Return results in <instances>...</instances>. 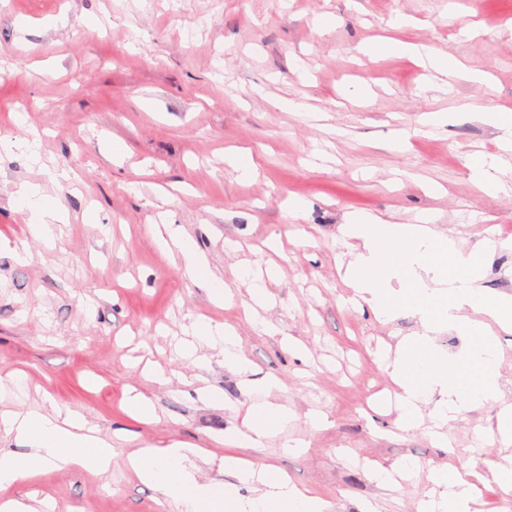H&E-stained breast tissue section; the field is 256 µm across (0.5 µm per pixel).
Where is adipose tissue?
Masks as SVG:
<instances>
[{
  "label": "adipose tissue",
  "instance_id": "1",
  "mask_svg": "<svg viewBox=\"0 0 512 512\" xmlns=\"http://www.w3.org/2000/svg\"><path fill=\"white\" fill-rule=\"evenodd\" d=\"M16 196L20 212L29 216L30 234L46 248H55V225L60 220L57 203L35 185L21 186ZM341 232L363 244L345 270L360 298L385 317L411 312L423 327L422 333L401 341L387 359V369L399 388L396 426L413 430L427 416L440 429L464 411L500 400L497 344L490 326H512V298L491 300L482 292L478 285L482 251L462 252L451 236L427 224H385L370 214L354 217ZM155 234L160 248L178 251L193 278L207 284L215 303H223L227 297L223 281L212 277L183 228L166 224ZM466 308L471 311L467 317L462 314ZM446 328L469 341L459 357L444 356L434 347L433 333ZM192 335L182 348L184 357L194 358L203 346L220 351L225 367L244 375L246 387L255 390L241 425L220 437L222 444L235 450L225 457L224 468L236 481L199 482L187 461L202 455L203 449L182 443L140 447L128 458L134 472L157 488L161 505L175 507L176 512H325L324 501L292 484L285 473L271 466L254 467L236 454L240 448L263 447L292 420L287 406L269 399L278 381L247 379L249 364L239 351V338L224 324L197 321ZM425 404L431 407L426 415L421 412ZM0 429L29 449L25 455L0 453V512H35L13 492L46 467L103 474L112 465L111 442L88 427L80 412L69 408L51 414L0 410ZM427 479L440 490L438 497L428 501L427 512H470L469 503L477 493L473 482L442 469L428 470ZM241 483L254 486V496H241L237 489Z\"/></svg>",
  "mask_w": 512,
  "mask_h": 512
}]
</instances>
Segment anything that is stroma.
Returning <instances> with one entry per match:
<instances>
[{
  "instance_id": "1",
  "label": "stroma",
  "mask_w": 512,
  "mask_h": 512,
  "mask_svg": "<svg viewBox=\"0 0 512 512\" xmlns=\"http://www.w3.org/2000/svg\"><path fill=\"white\" fill-rule=\"evenodd\" d=\"M325 16L332 26H320ZM381 38L460 66L366 55ZM496 110L512 111V0H0V138H39L44 161L0 153V378H24L0 404L78 408L114 445L107 474L49 467L16 497L39 512H159L157 489L127 464L147 443L199 445L200 478L230 481L215 437L242 418L197 389H221L242 408L251 396L217 351L202 349V365L181 357L200 316L236 329L249 376L279 380L273 398L294 414L283 437L246 457L280 468L328 512H418L426 477L392 489L369 478L376 465L487 475L512 460V440L489 436L512 404V328L493 329L502 403L464 413L442 440L428 421L397 429L395 412L377 408L395 389L379 355L421 323L380 316L357 296L344 270L359 242L339 232L356 213L390 224L431 216L459 249H483L485 294L512 296V194H486L467 166L497 153ZM435 112L447 122L421 132L420 117ZM245 150L258 166L248 181L231 161ZM56 166L77 181L51 182ZM25 183L66 209L53 251L17 211ZM163 213L234 308L215 306L157 245L149 226ZM24 238L31 258L20 263L11 248ZM270 266V303L245 317L251 275ZM131 386L158 421L126 414ZM317 411L324 427L309 420ZM286 439L299 449L285 452ZM474 508L512 512V494L487 475Z\"/></svg>"
}]
</instances>
